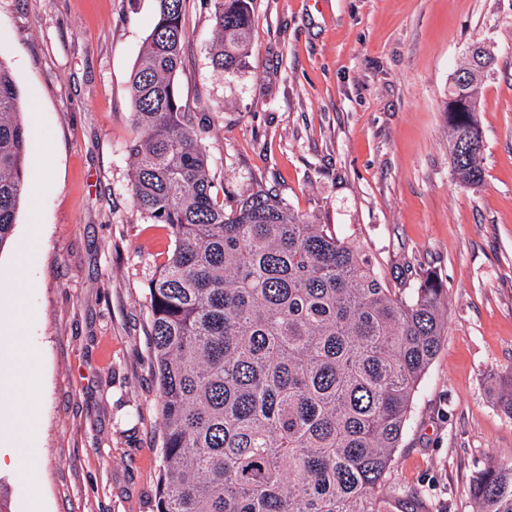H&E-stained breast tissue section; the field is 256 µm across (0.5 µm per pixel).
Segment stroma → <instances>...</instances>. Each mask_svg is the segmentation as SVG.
Instances as JSON below:
<instances>
[{"label":"stroma","mask_w":512,"mask_h":512,"mask_svg":"<svg viewBox=\"0 0 512 512\" xmlns=\"http://www.w3.org/2000/svg\"><path fill=\"white\" fill-rule=\"evenodd\" d=\"M155 0H0V57L37 148L10 245L0 319L27 255V315L0 357L32 379L0 403L32 407L33 478L0 469L10 512H154L161 433L149 282L171 244L133 208L128 86ZM212 0H186L176 88L203 128L227 204L259 189L362 245L385 283L435 272L448 334L385 481L435 512H474L469 486L512 461L493 377L512 368V0H253L239 69L211 61ZM490 44L481 89L483 187L460 186L444 102L467 46Z\"/></svg>","instance_id":"35a3bbf8"}]
</instances>
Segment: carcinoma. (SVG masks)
<instances>
[{
  "mask_svg": "<svg viewBox=\"0 0 512 512\" xmlns=\"http://www.w3.org/2000/svg\"><path fill=\"white\" fill-rule=\"evenodd\" d=\"M213 67L253 44V0H213ZM184 0H156L128 93L137 136L133 207L172 248L149 286L163 468L156 512H432L384 495L414 398L447 335V288L428 273L408 295L371 256L258 190L224 207L201 129L175 77ZM479 43L455 71L445 112L454 177L484 183L480 93L495 69ZM22 103L0 58V252L28 185ZM512 418V372L494 389ZM475 512H512V462L473 477Z\"/></svg>",
  "mask_w": 512,
  "mask_h": 512,
  "instance_id": "1",
  "label": "carcinoma"
}]
</instances>
